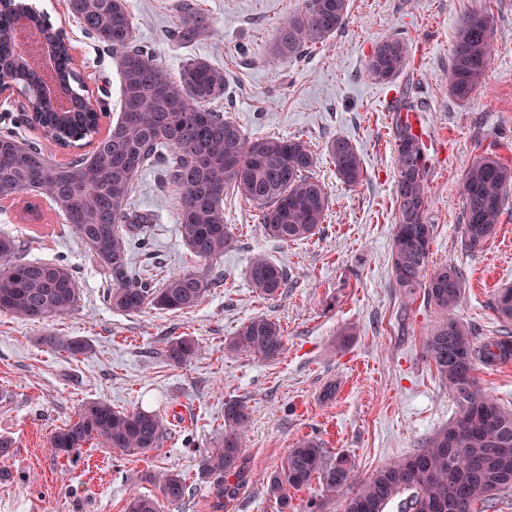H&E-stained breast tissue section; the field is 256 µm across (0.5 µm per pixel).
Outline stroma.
<instances>
[{
	"mask_svg": "<svg viewBox=\"0 0 512 512\" xmlns=\"http://www.w3.org/2000/svg\"><path fill=\"white\" fill-rule=\"evenodd\" d=\"M213 29L187 47L167 32L178 0H128L135 36L170 76L190 59L224 69L229 81L218 105L247 138L280 136L306 141L318 157L314 174L331 206L310 239L282 246L259 231L253 205L224 196V222L235 243L220 264L221 279L197 308L136 314L112 310L113 285L73 237L63 216L42 196L0 203V231L22 241L29 260L61 257L76 272L79 300L64 315L40 323L0 313V436L14 448L0 478V512H125L132 493L153 496L148 470L174 472L187 485L180 502L163 512H277L266 481L306 436L329 458L347 457L359 480L419 448L455 411L447 388L424 354L439 318L423 296L409 297L391 273V238L398 222L395 198L394 118L389 97L410 89L421 114L426 157L428 221L434 226L432 265L460 269L464 294L455 310L478 341L499 336L493 303L512 287V198L487 251L462 247V173L475 156L491 153L512 165V0H350L349 22L301 60L268 62L276 25L301 0H194ZM488 11L494 26L493 63L484 83L459 101L448 91V62L461 19ZM53 24L64 25L77 71L105 100L103 127L120 115V75L113 55L68 17L65 0H48ZM395 35L409 46L406 70L379 83L365 71L367 49ZM356 146L361 182L342 184L326 155L332 138ZM149 214L151 248L133 262L152 284L172 272L202 269L178 233L179 193L159 168L142 171L131 200ZM288 271L282 296L262 299L249 285L255 254ZM277 320L284 348L261 361L231 352L226 343L255 316ZM353 328L348 344L339 333ZM79 337L89 354L71 357L45 337ZM194 338L202 348L173 367L158 354L166 340ZM246 400V478L237 496L216 508L199 476L201 446L224 432V403ZM104 400L125 410L142 407L167 418L159 448L141 455L98 445L69 460L53 454L50 434L74 419L82 404ZM293 512H344L343 495L319 481L291 490Z\"/></svg>",
	"mask_w": 512,
	"mask_h": 512,
	"instance_id": "stroma-1",
	"label": "stroma"
}]
</instances>
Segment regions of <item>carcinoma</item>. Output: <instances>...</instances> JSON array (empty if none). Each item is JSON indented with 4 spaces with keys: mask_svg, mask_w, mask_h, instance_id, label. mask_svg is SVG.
<instances>
[{
    "mask_svg": "<svg viewBox=\"0 0 512 512\" xmlns=\"http://www.w3.org/2000/svg\"><path fill=\"white\" fill-rule=\"evenodd\" d=\"M349 0H302V5L275 28L270 59L297 60L312 46L335 35L346 24ZM70 14L87 34L116 58L120 69V118L108 135L98 138V115L87 101L70 55L71 43L61 26L26 0H0V81L23 95L26 121L65 147L93 142L90 155L64 165L51 163L41 144L0 132V200L37 193L64 216L75 238L110 273L115 287L106 298L112 309L126 314L155 308L183 312L199 306L219 279V262L234 244L224 224V191L231 187L259 209L263 236L281 244L308 239L319 230L331 201L325 184L312 170L316 157L299 138L274 136L248 139L237 122L212 108L224 96L227 74L201 60L185 62L171 79L154 63L152 54L133 35L134 19L127 0H67ZM34 12L59 40L58 77L69 85L70 119L62 123L42 98L39 74L20 64L13 37L15 15ZM181 14L173 33L185 45L209 33L208 22L189 0L178 4ZM493 25L489 13L466 15L457 32L448 63V90L467 99L481 85L491 64ZM406 42L388 36L377 42L366 60L367 75L391 82L404 73ZM396 204L391 271L396 285L408 294L423 289L426 304L443 317L426 337V358L456 404L448 424L412 453L378 469L358 484L349 461L332 460L319 443L299 440L289 449L281 471L267 483V495L278 512L291 508L288 488L319 480L332 491L347 492L345 512H384L403 493L401 512H476L477 503L493 507L498 495L512 491V412L505 410L479 384L480 364L512 360V338L496 337L476 344L471 326L453 315L464 292L461 271L446 263L424 277L430 263L434 225L427 221L426 163L418 136L395 120ZM336 177L352 187L363 168L359 154L343 137L326 146ZM161 165L180 192L178 231L191 254L208 263L204 270H185L153 286L132 264L129 249L149 246L150 216L131 210L135 177ZM512 195V167L493 154L474 158L463 173L462 245L474 256L484 253L496 237L506 199ZM251 287L265 299L281 295L288 280L285 267L263 255L248 270ZM77 280L61 260L27 261L20 240L0 235V312L40 322L68 313L78 301ZM494 309L504 327L512 325V288L495 296ZM44 343L70 355H86L91 345L79 338L44 337ZM261 360L277 358L283 332L276 320L256 316L244 323L227 343ZM201 352L188 336L166 342L160 355L181 366ZM249 407L242 399L224 402V435L205 451L201 477L213 486L218 504L236 496L245 469L244 436ZM165 419L140 408L116 410L103 400L85 403L75 420L55 430L49 446L56 456L74 458L88 444L121 452L145 454L160 447ZM235 478L232 483L229 478ZM160 496L136 495L126 512H162V502H179L186 484L178 474L146 472Z\"/></svg>",
    "mask_w": 512,
    "mask_h": 512,
    "instance_id": "carcinoma-1",
    "label": "carcinoma"
}]
</instances>
